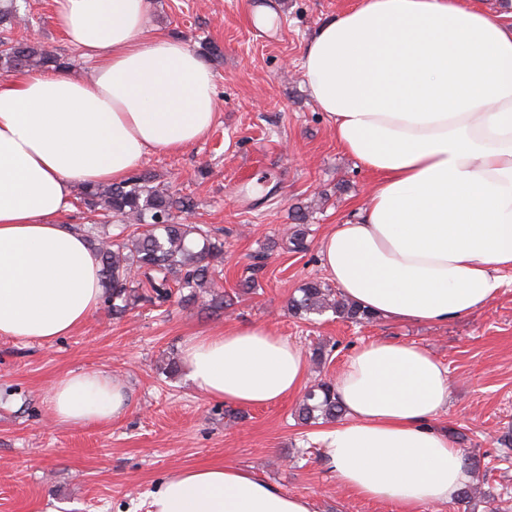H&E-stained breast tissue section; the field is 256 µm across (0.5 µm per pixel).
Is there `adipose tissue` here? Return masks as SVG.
I'll list each match as a JSON object with an SVG mask.
<instances>
[{
  "instance_id": "obj_1",
  "label": "adipose tissue",
  "mask_w": 512,
  "mask_h": 512,
  "mask_svg": "<svg viewBox=\"0 0 512 512\" xmlns=\"http://www.w3.org/2000/svg\"><path fill=\"white\" fill-rule=\"evenodd\" d=\"M150 0H55L54 23L93 74L25 69L0 79V336L52 341L98 308V260L56 218L78 186L118 183L154 150L213 126L209 68L183 41L152 35ZM301 71L338 146L376 182L355 220L322 238L341 294L374 316L444 325L482 308L512 269V25L479 0H357L308 41ZM182 367L208 397L268 405L308 378L304 351L265 325L186 337ZM447 368L409 343L359 346L334 380L347 419L322 459L347 489L413 512L469 479L436 419ZM125 387L72 372L48 397L67 425L109 424ZM150 512H315L235 465L183 467Z\"/></svg>"
}]
</instances>
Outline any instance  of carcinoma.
<instances>
[{"mask_svg":"<svg viewBox=\"0 0 512 512\" xmlns=\"http://www.w3.org/2000/svg\"><path fill=\"white\" fill-rule=\"evenodd\" d=\"M21 18L17 0L0 6V76L24 69H60L59 56L31 38H14L13 30ZM80 201L87 209L114 219L122 229L139 226L120 239L92 237L100 265L105 298L112 303V316L119 318L140 300L163 304L173 289L188 290L182 301H196L201 293L210 296L207 307L222 311L231 306L223 286L214 277L224 263V243L216 240L202 224H180L178 215L194 210L189 196H175L154 185L152 176L136 174L127 180L107 185L84 187ZM307 228L295 224L283 242L297 252L307 249ZM300 296L288 301L296 316L332 311L340 318L370 323L373 316L344 299L328 283L317 279L299 288ZM344 414L336 399L333 382L320 381L310 387L298 406V418L306 423L322 419L332 422Z\"/></svg>","mask_w":512,"mask_h":512,"instance_id":"obj_1","label":"carcinoma"}]
</instances>
